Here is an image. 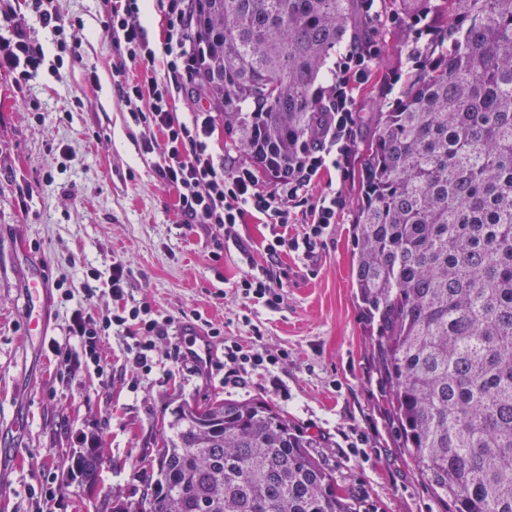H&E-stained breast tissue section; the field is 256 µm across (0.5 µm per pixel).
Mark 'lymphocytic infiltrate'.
Returning a JSON list of instances; mask_svg holds the SVG:
<instances>
[{"instance_id": "lymphocytic-infiltrate-1", "label": "lymphocytic infiltrate", "mask_w": 512, "mask_h": 512, "mask_svg": "<svg viewBox=\"0 0 512 512\" xmlns=\"http://www.w3.org/2000/svg\"><path fill=\"white\" fill-rule=\"evenodd\" d=\"M109 7V20L105 30L112 40L119 65L114 66L112 77L118 98L127 107L135 124L154 127L164 132L163 147L145 142L146 152H158L155 170L164 184L179 193V214L185 224H212L224 231L225 240L235 237V226L245 211H253L266 218L273 228L270 243L265 247L266 267L247 273L239 282L243 298L263 303L273 308L280 304L282 296L281 275L277 271L281 253L289 250L312 251L330 224L335 223L341 206L338 194L319 197L309 206L311 222L303 238L288 235V203L302 196L317 175L333 166L342 168L348 164L347 139L354 125L355 102L352 89L363 83L374 61V46L351 48L341 56L336 78L331 86L328 113L331 117L325 137L328 148L310 153L298 175L292 180L278 182L270 191L260 190L250 168L241 166L229 172L223 162L214 159L209 150L213 117L208 112L194 113L190 121L179 120L172 101L178 90L179 77H194L199 70V50L188 44L187 29L190 13L184 0H157L164 14L165 37L154 43L141 16L140 0H103ZM0 18L8 23L12 38L0 43V69L15 73L19 79H29L43 62L41 48L34 46L24 23L10 11L0 12ZM165 57L166 77L134 79L127 73L124 60H140L154 63L157 57ZM131 275L124 261L112 263L108 274L92 272L84 278L81 290L83 305L74 308L69 317L68 331L77 337L79 349H71L56 339H49L47 348L57 362L71 374L87 370L99 379L111 381L112 370L99 356V344L109 335L112 327L124 328L135 337L137 352L133 358V370L149 367L148 354L155 339L167 335L168 321L152 318L149 308L128 307L124 297V285ZM107 281L116 307L111 315L94 317L84 304L98 294L100 281ZM277 360L258 345L246 346L235 340L224 343V365L229 371H269Z\"/></svg>"}]
</instances>
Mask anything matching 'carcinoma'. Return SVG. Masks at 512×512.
<instances>
[{"label":"carcinoma","mask_w":512,"mask_h":512,"mask_svg":"<svg viewBox=\"0 0 512 512\" xmlns=\"http://www.w3.org/2000/svg\"><path fill=\"white\" fill-rule=\"evenodd\" d=\"M199 86L230 146L291 179L325 125L316 83L373 34L362 0H192ZM431 38L353 140L352 276L402 448L441 512H512V0H388ZM266 400L184 402L143 493L113 512H356L319 449ZM98 442L70 476L98 484Z\"/></svg>","instance_id":"cac0c4a2"}]
</instances>
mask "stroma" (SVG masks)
<instances>
[{
	"mask_svg": "<svg viewBox=\"0 0 512 512\" xmlns=\"http://www.w3.org/2000/svg\"><path fill=\"white\" fill-rule=\"evenodd\" d=\"M24 19L47 64L35 78L15 81L0 71V434L12 418L25 414L17 457L0 455V512H30L32 492L55 477L60 512H96L79 480L68 473L81 433L103 442L108 461L99 477L102 493L119 492L136 502L138 473L153 447L163 415L184 399L220 395L226 399L272 401L300 430L327 442L324 455L360 512H439V505L401 446L393 425L377 360L372 329L364 319L351 283L352 219L359 198V172L351 166L325 169L309 187L316 197L339 193L335 224L309 253L280 257L283 300L277 308L245 303L236 286L248 268L238 250L246 245L257 266L266 263L271 229L245 215L238 243L209 224L184 225L175 189L155 172L158 153L145 152V139L163 143L159 130L134 125L113 88L112 41L104 31L101 0H52L65 22L80 25L75 53H59L56 38L31 13L26 0H5ZM413 40L378 42V57L355 91L358 134L368 135L372 113L386 110L399 85L379 92L391 58L407 70ZM62 55L59 71L48 67ZM96 88H88L89 72ZM220 261H213L216 242ZM124 260L132 275L125 291L148 304L156 318L175 323L201 314L223 336L259 343L280 363L273 375L248 373L224 378L223 361L208 372L174 361V337L157 341L152 369L132 376L135 344L113 327L101 346L112 380L70 375L46 346L25 334L23 296L28 263H43L50 279L63 280L74 295L52 293L48 334L68 343L67 314L82 302L87 271L108 273ZM364 453H356L358 434Z\"/></svg>",
	"mask_w": 512,
	"mask_h": 512,
	"instance_id": "35a3bbf8",
	"label": "stroma"
}]
</instances>
